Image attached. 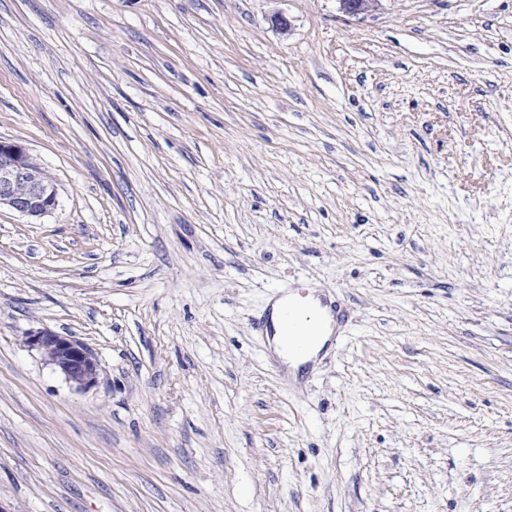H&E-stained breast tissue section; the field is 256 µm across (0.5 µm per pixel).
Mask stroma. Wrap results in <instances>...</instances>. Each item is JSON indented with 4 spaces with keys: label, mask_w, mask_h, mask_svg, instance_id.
Wrapping results in <instances>:
<instances>
[{
    "label": "stroma",
    "mask_w": 512,
    "mask_h": 512,
    "mask_svg": "<svg viewBox=\"0 0 512 512\" xmlns=\"http://www.w3.org/2000/svg\"><path fill=\"white\" fill-rule=\"evenodd\" d=\"M0 139L60 201L0 210L5 512H512V0H0ZM308 295L299 294L297 291H283L278 294L277 297L284 298V302L281 306L279 313V324L283 331L282 336L288 342V347L282 341V337L279 335V327L276 322V313L280 304L279 300L273 303L272 309L269 310L265 319L259 324V331L261 335L271 336L272 333V320L271 311H273L275 327L277 334L272 336L271 344L274 353L277 357L286 365L291 368V372L295 374L297 369L315 360L324 345L330 340L329 336L332 332L330 327V319L323 317L324 321V333L319 339L318 343L309 352V354L302 358L296 359L288 355V348L296 355H304L316 340L320 336V315L317 311L312 309L310 304L315 308L319 309L317 301L311 296L309 302L306 300ZM279 298V299H280ZM26 341L41 353L46 363L77 388L88 389L98 382V360L81 341L45 328L29 332Z\"/></svg>",
    "instance_id": "stroma-1"
}]
</instances>
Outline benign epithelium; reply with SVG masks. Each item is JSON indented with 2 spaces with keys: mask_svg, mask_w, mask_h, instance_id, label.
<instances>
[{
  "mask_svg": "<svg viewBox=\"0 0 512 512\" xmlns=\"http://www.w3.org/2000/svg\"><path fill=\"white\" fill-rule=\"evenodd\" d=\"M338 2L341 12L357 17L375 10L381 0ZM30 158L22 145L0 140V207L17 212L35 223L56 210L59 199L56 186L32 169ZM27 343L77 388L88 389L98 382V360L81 341L41 328L28 333Z\"/></svg>",
  "mask_w": 512,
  "mask_h": 512,
  "instance_id": "1",
  "label": "benign epithelium"
}]
</instances>
